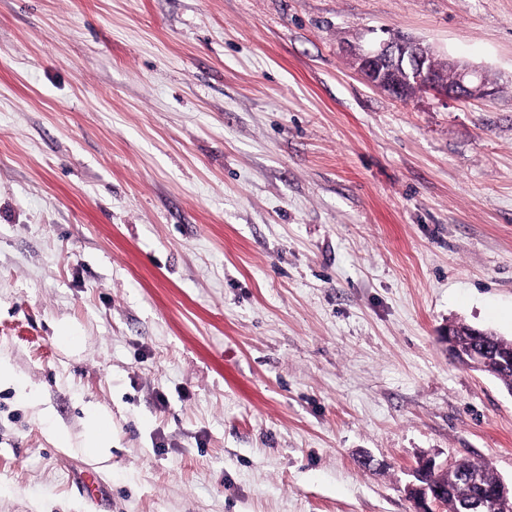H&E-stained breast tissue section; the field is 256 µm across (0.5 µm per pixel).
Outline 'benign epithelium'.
<instances>
[{"label": "benign epithelium", "instance_id": "1", "mask_svg": "<svg viewBox=\"0 0 512 512\" xmlns=\"http://www.w3.org/2000/svg\"><path fill=\"white\" fill-rule=\"evenodd\" d=\"M351 54L357 69L368 83L396 97L401 96L409 86L430 92L445 102L450 99L486 98L495 93V88L485 82L480 71L465 64L457 65L453 82L439 80L429 65L433 56L431 47L415 39L397 35L368 47L353 46ZM485 355L486 346L476 345L463 356V361L471 369H480L484 365ZM444 470L446 467L433 459L420 462L416 471L419 484H413L408 489L418 506L416 512H433L432 507L442 506L430 477ZM479 483V475L473 472L460 477L464 498L469 507L475 510L485 507V502L473 493Z\"/></svg>", "mask_w": 512, "mask_h": 512}]
</instances>
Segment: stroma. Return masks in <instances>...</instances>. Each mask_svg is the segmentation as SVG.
Instances as JSON below:
<instances>
[{
    "instance_id": "1",
    "label": "stroma",
    "mask_w": 512,
    "mask_h": 512,
    "mask_svg": "<svg viewBox=\"0 0 512 512\" xmlns=\"http://www.w3.org/2000/svg\"><path fill=\"white\" fill-rule=\"evenodd\" d=\"M391 33L496 94L371 86L349 47ZM452 321L512 338V0H0V512H416L427 458L511 481L512 393ZM83 448H88L93 456H102L108 448H112L111 419L96 411L87 414V426Z\"/></svg>"
}]
</instances>
